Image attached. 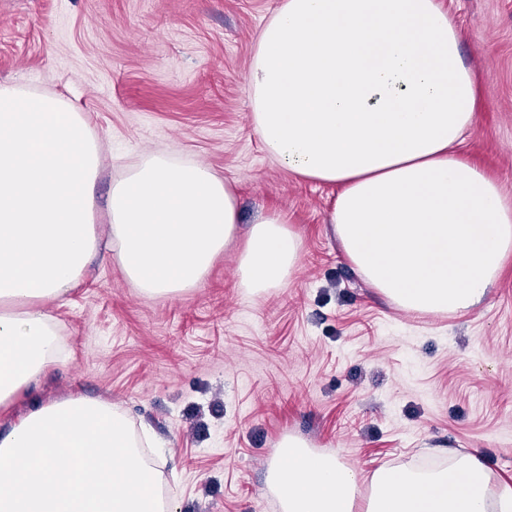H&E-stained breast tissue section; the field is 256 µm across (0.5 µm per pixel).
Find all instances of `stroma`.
<instances>
[{
  "mask_svg": "<svg viewBox=\"0 0 512 512\" xmlns=\"http://www.w3.org/2000/svg\"><path fill=\"white\" fill-rule=\"evenodd\" d=\"M279 0H0V82L90 112L101 147L95 219L114 180L153 152L236 185L241 231L282 212L302 240L292 283L256 297L230 249L176 298L140 296L112 251L50 302L71 352L14 414L68 393L111 400L160 444L179 512H278L266 463L285 435L367 475L428 448L476 453L512 484V260L463 315L376 294L331 229L330 188L268 158L246 76ZM485 85L459 151L512 198V0H441Z\"/></svg>",
  "mask_w": 512,
  "mask_h": 512,
  "instance_id": "1",
  "label": "stroma"
}]
</instances>
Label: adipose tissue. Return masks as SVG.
<instances>
[{
    "mask_svg": "<svg viewBox=\"0 0 512 512\" xmlns=\"http://www.w3.org/2000/svg\"><path fill=\"white\" fill-rule=\"evenodd\" d=\"M439 0H280L247 77L270 158L333 187L330 221L358 274L402 310L463 314L512 258V199L455 150L482 89ZM101 164L88 113L0 84V410L68 350L45 309L80 281L99 236ZM112 248L139 295L180 297L226 249L255 296L285 288L302 240L280 214L239 237L235 187L210 167L143 154L113 181ZM111 401L70 395L0 429V512H177L162 471ZM432 463L364 476L340 453L284 436L266 485L281 512H512V485L481 459L431 448Z\"/></svg>",
    "mask_w": 512,
    "mask_h": 512,
    "instance_id": "1",
    "label": "adipose tissue"
}]
</instances>
